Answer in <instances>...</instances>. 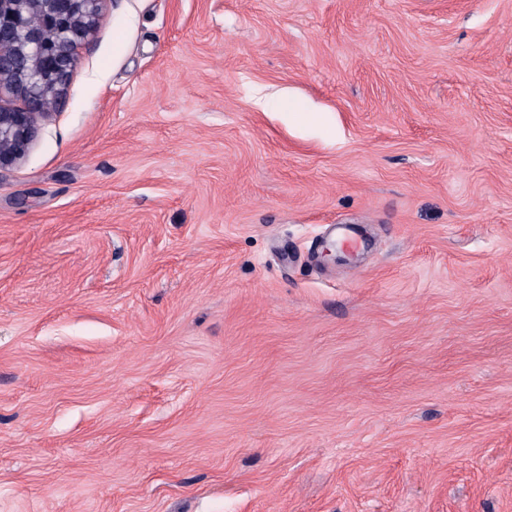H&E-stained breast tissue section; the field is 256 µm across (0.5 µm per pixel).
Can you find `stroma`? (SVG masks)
Masks as SVG:
<instances>
[{
  "label": "stroma",
  "mask_w": 512,
  "mask_h": 512,
  "mask_svg": "<svg viewBox=\"0 0 512 512\" xmlns=\"http://www.w3.org/2000/svg\"><path fill=\"white\" fill-rule=\"evenodd\" d=\"M0 512H512V0H104L0 169Z\"/></svg>",
  "instance_id": "stroma-1"
}]
</instances>
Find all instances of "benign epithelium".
<instances>
[{
	"label": "benign epithelium",
	"instance_id": "1",
	"mask_svg": "<svg viewBox=\"0 0 512 512\" xmlns=\"http://www.w3.org/2000/svg\"><path fill=\"white\" fill-rule=\"evenodd\" d=\"M102 0H0V168L20 161L49 108L66 98L76 48L95 30Z\"/></svg>",
	"mask_w": 512,
	"mask_h": 512
}]
</instances>
